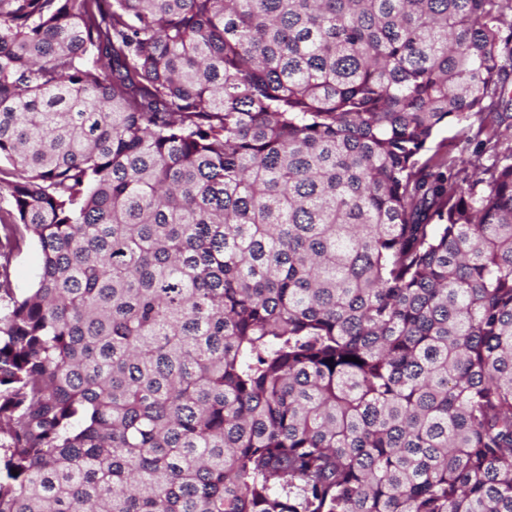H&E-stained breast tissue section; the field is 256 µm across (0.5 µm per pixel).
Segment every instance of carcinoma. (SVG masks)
<instances>
[{
  "instance_id": "cac0c4a2",
  "label": "carcinoma",
  "mask_w": 512,
  "mask_h": 512,
  "mask_svg": "<svg viewBox=\"0 0 512 512\" xmlns=\"http://www.w3.org/2000/svg\"><path fill=\"white\" fill-rule=\"evenodd\" d=\"M504 58L512 0H0V512H512ZM41 252L34 243L9 262L10 286L19 294L33 288L41 264Z\"/></svg>"
}]
</instances>
